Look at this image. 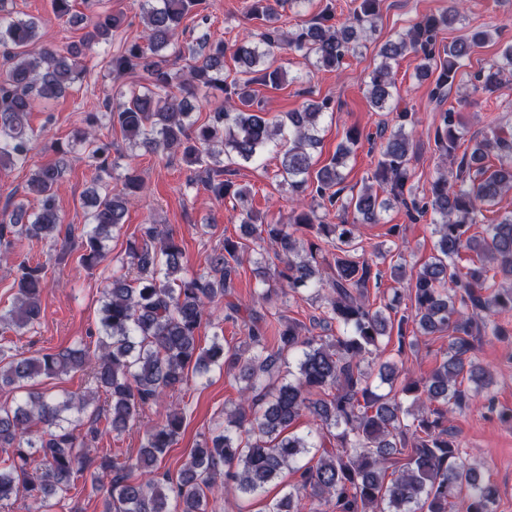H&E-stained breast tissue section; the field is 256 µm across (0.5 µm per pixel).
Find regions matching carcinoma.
<instances>
[{"label": "carcinoma", "instance_id": "obj_1", "mask_svg": "<svg viewBox=\"0 0 512 512\" xmlns=\"http://www.w3.org/2000/svg\"><path fill=\"white\" fill-rule=\"evenodd\" d=\"M310 0H255L252 16L262 21L234 44L236 75L224 76L227 46L205 31L195 43H179L183 19L205 0H142L145 35L126 44L108 61L111 74H146L147 84L118 91L103 101L101 115L91 114L75 130L72 145L95 161L88 192L91 229L77 240L80 262L92 269L104 258L105 241L122 224L128 197L144 190L129 170L114 191L108 183L120 167L112 142L98 134L99 122L119 127L133 148L151 154L182 152L190 165L204 167L200 183L218 199L240 203L242 236L267 243L256 273L267 289L249 305L227 301V320H242L245 340L224 347L219 336L201 346L199 331L210 320L209 305L232 295L234 281L250 246L230 237L214 249L209 266L187 274L184 249L173 232L144 224L140 237L127 244L104 287L95 349L79 342L58 353L27 356L5 333L22 336L40 322L45 265L18 259L24 244L60 235L58 188L61 162L38 163L39 135L27 123L37 99L63 96L88 73L86 50L108 43L120 30L121 15L99 13L86 32L65 51L35 48L39 21L21 18L15 0H0V167L27 166V195L36 209L20 201L0 211V259L17 267V293L10 309L0 311V390L20 393L0 403V509L23 496L27 512H53L74 478L90 466V446L104 434L126 431L145 409L165 406V418L146 433L137 455L106 457L100 467L110 473L104 512H209L210 496L223 487L256 495L284 471L298 474L284 495L266 512H494L497 490L479 469L462 460L460 444L448 426V413L469 404L472 393L492 384L490 372L468 353L478 336L503 341L509 332L495 316L512 312V211L482 235L470 234L483 223V208L512 190V128L493 127L457 155L463 138L455 112L441 114L435 144L450 163L453 177L439 174L429 194L419 198L411 184L414 143L406 126L413 113H395L394 129H380L379 158L371 179L384 193L366 186L342 195V169L360 135L355 130L322 166L315 151L328 99L309 100L301 108L270 121L254 110L260 84L278 88L288 73L274 64L273 48L283 43L309 63L337 70L349 55L361 53L376 32L380 0H359L353 21L336 24L327 11L288 33L278 25L279 9L301 12ZM460 18L456 7L430 14L406 33L379 48L380 63L368 73L366 95L378 111L397 108L391 62L408 54L420 57L418 75L436 74L433 96H448L461 61L473 48L493 38L489 29L439 45L441 32ZM192 60L187 72L173 68L169 56ZM512 76V45L477 74L479 87L494 94ZM214 99L208 122L190 121L191 101ZM280 154L274 173L299 203L287 223L269 222L246 206V191L222 179L232 165L257 164L266 151ZM490 158L497 160L492 167ZM399 203L419 217L430 216L438 236L437 254L410 278L412 313L395 318L398 305L376 309L367 304L370 281L382 277L378 263L366 257L358 225L376 224L382 212ZM336 211L339 222L325 216ZM353 213V222L346 215ZM311 290L321 304L317 323L332 336L313 335L296 321L278 323L277 346L267 344L265 317L256 305L272 297L288 298ZM448 334V351L426 376L403 375L397 361H381L382 345L397 336V356L420 337ZM295 360L296 376L281 368ZM389 385L380 392L370 366ZM218 367L243 383L239 400L224 407V423L196 447L173 483L158 472L157 462L176 443L184 423L181 408L166 404L169 394L189 375L203 376ZM83 371L94 390L81 395H48L28 387L39 376L59 377ZM104 404L91 407L97 394ZM409 405H404V402ZM309 417L316 428L291 431ZM319 453L309 457L311 449ZM141 471L142 478H132ZM317 500V506L306 499Z\"/></svg>", "mask_w": 512, "mask_h": 512}]
</instances>
